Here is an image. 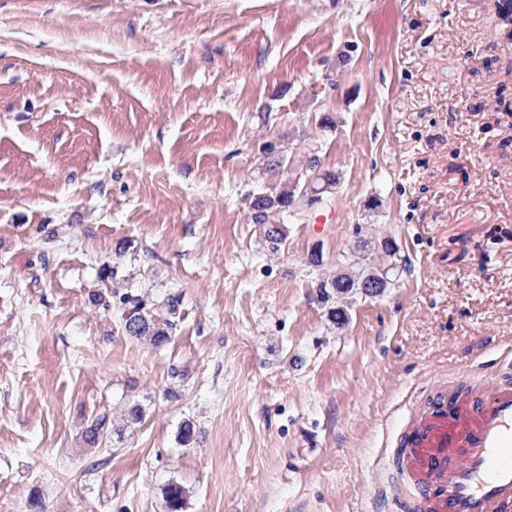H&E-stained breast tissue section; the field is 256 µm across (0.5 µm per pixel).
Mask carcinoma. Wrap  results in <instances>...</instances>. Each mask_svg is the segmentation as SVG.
<instances>
[{
    "instance_id": "cac0c4a2",
    "label": "carcinoma",
    "mask_w": 512,
    "mask_h": 512,
    "mask_svg": "<svg viewBox=\"0 0 512 512\" xmlns=\"http://www.w3.org/2000/svg\"><path fill=\"white\" fill-rule=\"evenodd\" d=\"M264 153L267 155V175L274 176L278 170L288 169V175L275 187L257 192L250 203L252 223L263 228L266 241L270 243L271 248L276 249L284 239L281 220L287 216L296 217L293 213L296 208L311 207L314 204V201L299 195V191L289 183L288 177L303 172L319 185L328 184L331 188L329 195L333 196L340 186L341 176L338 171L325 167L315 151L306 154L303 163L296 166L291 164L288 155L279 152V145L272 141L266 142ZM370 283H375L383 289L388 288L389 271L378 270L368 265L357 269L352 266L340 268L332 277L316 278L312 287L316 288V293L323 300L334 297L341 301L356 295ZM119 303L123 309V331L126 335L143 339L156 348L169 342L175 322L170 319L160 320L151 314L143 296L127 292L119 296ZM108 421L109 417L105 413L88 420L83 431L85 441L92 445L106 441L109 436ZM165 500L168 512H183L184 487L179 483L169 484L165 489Z\"/></svg>"
}]
</instances>
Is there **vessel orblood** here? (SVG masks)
Wrapping results in <instances>:
<instances>
[{"instance_id": "obj_1", "label": "vessel or blood", "mask_w": 512, "mask_h": 512, "mask_svg": "<svg viewBox=\"0 0 512 512\" xmlns=\"http://www.w3.org/2000/svg\"><path fill=\"white\" fill-rule=\"evenodd\" d=\"M396 512H512V374L464 378L407 424Z\"/></svg>"}]
</instances>
